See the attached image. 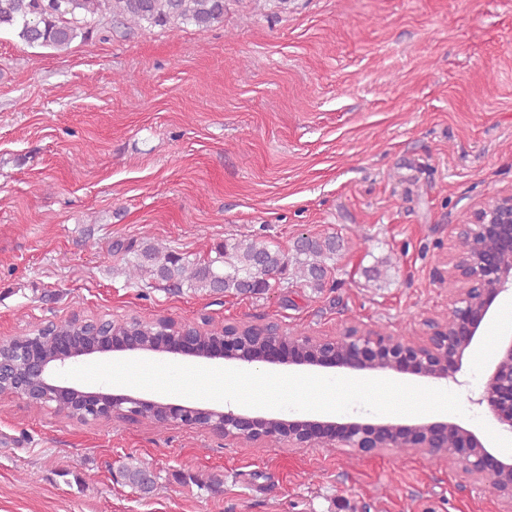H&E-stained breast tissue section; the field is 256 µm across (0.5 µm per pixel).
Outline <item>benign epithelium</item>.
<instances>
[{"instance_id": "obj_1", "label": "benign epithelium", "mask_w": 512, "mask_h": 512, "mask_svg": "<svg viewBox=\"0 0 512 512\" xmlns=\"http://www.w3.org/2000/svg\"><path fill=\"white\" fill-rule=\"evenodd\" d=\"M462 232L473 230L472 252L448 257V319L430 317L423 335L415 341L377 330L353 326L348 333L322 336H289L274 321L258 325V346L247 345L240 336H221L209 346L200 341L202 327L174 322L158 328L153 341L144 342L134 332L125 336H79L88 317L48 320L39 328L58 329L53 349L45 351L44 337L0 338L10 359L0 358V394L11 395L27 406L42 409L54 404L83 425L148 420L157 411L167 422L199 426L231 440L256 448L283 442L290 449L311 448L328 436L361 457L380 456L394 448L440 459L454 457L475 482L489 481L505 512H512V459L495 456L468 429L449 421L427 420L415 424L357 422L337 425L316 420L288 421L251 416L227 408L217 410L178 403L147 400L105 391H89L60 382L58 373L81 357L112 352H158L245 363L312 365L346 372H411L433 380L448 379L460 370L464 354L472 347L479 327L501 293L512 289V192L496 194L468 208V224H456ZM477 403L485 404L512 431V336L498 341L494 367Z\"/></svg>"}]
</instances>
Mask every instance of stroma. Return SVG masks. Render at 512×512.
Segmentation results:
<instances>
[{
	"instance_id": "1",
	"label": "stroma",
	"mask_w": 512,
	"mask_h": 512,
	"mask_svg": "<svg viewBox=\"0 0 512 512\" xmlns=\"http://www.w3.org/2000/svg\"><path fill=\"white\" fill-rule=\"evenodd\" d=\"M512 188V0H224L206 31L128 30L57 52L0 31V337L71 315L362 323L417 338L448 314L443 258L469 205ZM342 242L322 293L142 290L121 248L191 259L227 238ZM500 294L455 380L477 399ZM157 477L126 486L128 458ZM36 488H28V478ZM489 482L408 449L254 448L179 424L83 426L0 396V512H499Z\"/></svg>"
}]
</instances>
